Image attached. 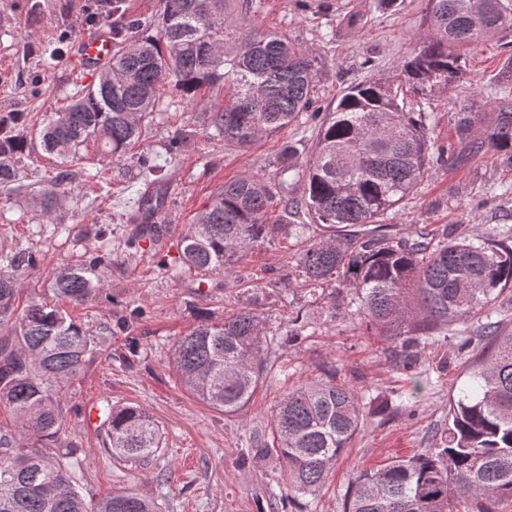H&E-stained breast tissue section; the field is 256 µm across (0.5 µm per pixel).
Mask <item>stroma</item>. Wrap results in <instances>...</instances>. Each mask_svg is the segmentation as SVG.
Instances as JSON below:
<instances>
[{
  "instance_id": "obj_1",
  "label": "stroma",
  "mask_w": 512,
  "mask_h": 512,
  "mask_svg": "<svg viewBox=\"0 0 512 512\" xmlns=\"http://www.w3.org/2000/svg\"><path fill=\"white\" fill-rule=\"evenodd\" d=\"M0 0V114L27 115L24 134L35 137L46 115L65 106L74 89L97 85L98 74L79 72L73 58L44 69L40 47L60 32L80 37L91 32L88 0ZM251 13L263 30L285 34L311 54L316 67V104L332 111L348 86L370 77L391 76L412 52L424 29L426 0H255ZM512 94V45L492 39L469 49L462 81L447 93L425 100L428 137L447 149L452 161L432 166L404 202L390 211L387 237L431 238L448 230L466 237L512 228V167L505 152L484 146L465 153L458 128L461 113L477 121L471 133L482 137L502 93ZM224 101V86L201 91L189 107L162 98L148 118L141 148L110 162L97 142L84 152L112 195L98 198L95 182L66 194L62 223L50 224L35 198L12 200L0 194V248L17 245L34 256L18 272L21 299H51L57 270L73 264L106 239L110 263L99 267L101 295L69 306L94 336L97 346L69 389L62 440L77 446L83 477L79 491L89 501L129 490L155 498L164 512H281L271 495L280 463L246 460L250 435L270 431L272 411L296 387L330 377L356 390L362 428L331 469L317 494L302 497V512H342L348 482L359 471L441 445L448 409L471 382V368L485 348L477 319L456 321L434 338L411 346L406 362L396 360L390 340L368 330L358 292L349 283L304 282L300 254L326 235L325 226L305 211L287 214L301 234L282 233L249 251L235 276L188 273L176 265L180 239L197 212L224 182L244 174L277 178V158L288 144L313 147L314 121L301 119L251 148L215 136L205 114ZM198 132L196 149L169 157L164 146L184 125ZM153 152L162 168L165 195L157 248L133 250L126 240V186L139 176L141 150ZM145 316L129 331L117 323L130 310ZM253 308L266 319L273 340L266 359L269 378L248 409L227 416L198 400L177 379L172 348L203 318L220 323L238 310ZM299 332L279 343L287 329ZM137 405L162 427L165 444L153 458L127 462L105 447L106 409Z\"/></svg>"
}]
</instances>
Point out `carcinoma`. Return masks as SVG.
I'll return each instance as SVG.
<instances>
[{"label":"carcinoma","instance_id":"cac0c4a2","mask_svg":"<svg viewBox=\"0 0 512 512\" xmlns=\"http://www.w3.org/2000/svg\"><path fill=\"white\" fill-rule=\"evenodd\" d=\"M162 0L158 16L128 18L124 0H99L92 18L112 25L114 40L125 41L96 86L78 89L69 103L50 113L41 147L61 159L41 184L37 201L47 221L56 217L58 196L79 181L98 177L83 165L81 148L94 138L105 153L121 159L145 137V119L165 91L193 102L198 93L224 84V104L206 118L227 142L243 147L299 121L318 122L315 146L305 166L297 148L278 158L280 180L246 175L222 186L189 225L179 260L187 271L237 273L245 253L294 224L270 223L274 201L283 211L305 210L330 233L299 258L303 276L316 285L343 277L358 290L368 326L402 347L411 337L428 336L443 323L464 320L490 307L512 288V245L485 235L474 243L448 238L434 248L405 239L371 237L352 245L336 233L341 224L382 222L417 187L431 160L427 115L400 97L407 90L421 100L448 92L463 78V48L512 37V0H427V34L396 68L398 78H369L351 87L327 115L313 109L315 63L303 47L283 34L259 29L247 15L250 0ZM68 35L41 50L52 68L66 53ZM24 112L0 116V191L28 193L32 183L24 162ZM197 131L186 128L167 144L175 156L190 146ZM512 146V101L499 99L484 139H471L470 151L485 142ZM143 176L162 171L149 153ZM304 183V195H282L286 174ZM137 213L160 210V192L136 190ZM161 226L137 225L130 246L160 237ZM112 252L98 247L84 260L61 269L53 291L59 301L84 303L102 291L96 277ZM32 265L24 252H0V405L10 409L14 429L0 430V512H162L154 499L117 492L96 504L76 489L82 478L80 449L62 441L65 387L78 377L94 336L62 307L32 301L15 307L13 272ZM487 350L473 371L474 385L460 392L448 412L442 448L434 455L394 460L358 473L348 486L344 512H450L452 500L475 504V512L512 496V335L485 326ZM266 321L247 309L221 323L202 319L173 349L181 384L209 407L234 416L250 404L267 370L263 338ZM362 413L353 389L327 381L285 394L273 411L270 436L255 440L251 454L275 457L288 502L313 495L325 484L334 462L360 432ZM106 447L112 456L145 461L162 448L159 425L144 409H109Z\"/></svg>","mask_w":512,"mask_h":512}]
</instances>
